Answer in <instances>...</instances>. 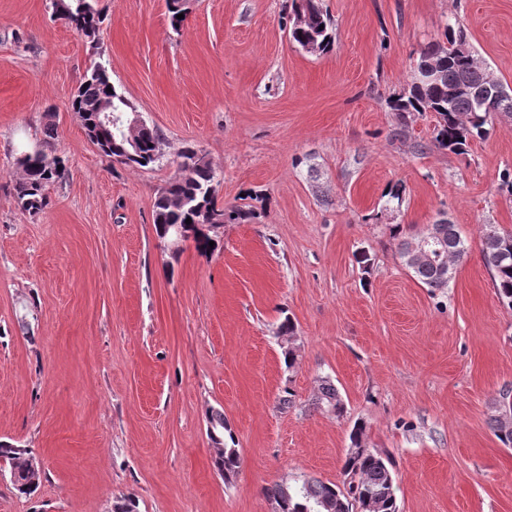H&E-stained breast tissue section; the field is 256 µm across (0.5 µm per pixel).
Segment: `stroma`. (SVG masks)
<instances>
[{
	"label": "stroma",
	"instance_id": "stroma-1",
	"mask_svg": "<svg viewBox=\"0 0 512 512\" xmlns=\"http://www.w3.org/2000/svg\"><path fill=\"white\" fill-rule=\"evenodd\" d=\"M290 3L186 0L176 32L166 0H94L105 20L89 38L51 0H0V441L43 471L29 495L0 480V512H112L123 499L273 512L270 485L341 481L359 420L399 512H512V448L491 428L512 388V310L480 254L484 225L512 230L498 190L512 119L456 155L434 146L429 112L394 137L387 106L455 23L512 87V0H319L334 35L321 55L290 42ZM96 61L162 134L154 166L105 157L70 110ZM48 123L66 175L32 216L15 200V157ZM188 145L221 202L249 196L259 213L221 228L207 256L191 241L172 254L153 224ZM394 187L402 202L384 210ZM443 216L469 252L434 296L389 227L410 235ZM324 379L342 415L313 408ZM213 410L240 454L228 480ZM207 424L208 435L216 447L214 466L220 473L224 474V478H230L236 473L240 464L238 451L234 448V437L224 421V414L220 411L213 410L209 412ZM224 432H228L231 445L224 440Z\"/></svg>",
	"mask_w": 512,
	"mask_h": 512
}]
</instances>
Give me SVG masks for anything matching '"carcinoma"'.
<instances>
[{
	"mask_svg": "<svg viewBox=\"0 0 512 512\" xmlns=\"http://www.w3.org/2000/svg\"><path fill=\"white\" fill-rule=\"evenodd\" d=\"M52 7L57 16L88 37L94 35L104 21L92 0H52ZM288 23V37L300 48L313 43L321 53L331 49L330 21L320 8L319 0H291ZM444 37L445 42L433 41L420 54L422 60L436 59L442 73L440 84L420 85L413 76L408 88L389 98L387 105L398 119L394 136L407 135L408 119L412 115L433 112L437 117L433 144L462 155L472 142L489 136L491 110L488 105H478L464 90L468 83L479 79L483 63L474 54L456 52L458 40L465 37L463 30L448 25ZM103 109L115 117L133 111L134 107L124 93L114 87L105 66L95 61L71 100V110L80 118L90 140L104 156L117 158L121 164L142 168L159 161L162 137L156 128L146 124L131 128L125 124L120 128L102 129ZM114 139L136 146L135 155L119 158L112 149ZM180 158L177 174L155 199L154 228L159 232L176 226L183 231L185 239L193 240L197 251L207 254L212 251L209 242L217 237V229L226 224L249 223L256 214L244 206L218 203L216 174L198 151L187 147L180 152ZM16 166L21 173L15 184L17 205L37 215L49 204L50 186L64 178V161L41 150L20 155ZM188 218L191 219L189 224L186 223ZM390 233L397 240L400 259L433 294L448 287V270L455 268L467 253L457 226L447 219L413 236H405L397 224L390 227ZM421 238L436 240L437 248L411 264L410 247ZM481 255L492 275L498 299L512 309V231H501L493 224L484 225ZM313 405L338 416L344 412L339 393L328 380L322 381ZM496 411L498 415L491 418L494 434L504 446L511 448L512 425H507L503 419L504 414H512L511 389L500 393ZM207 430L216 447L215 468L226 478L233 476L239 468L240 457L230 444L234 437L224 440V432L228 431L224 414L209 412ZM365 432L362 423L354 425L351 431L353 450L346 454L341 483L306 480L294 487L275 483L266 488L267 497L281 507V512H399L395 479L384 458L367 447ZM0 461L9 466L13 485L19 493L31 494L40 486L42 469L29 449L0 442Z\"/></svg>",
	"mask_w": 512,
	"mask_h": 512,
	"instance_id": "obj_1",
	"label": "carcinoma"
}]
</instances>
